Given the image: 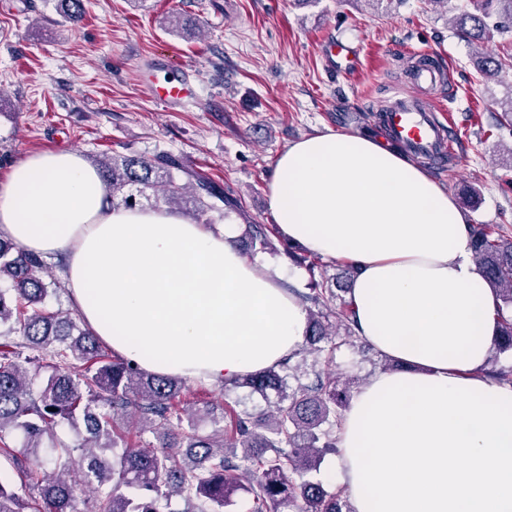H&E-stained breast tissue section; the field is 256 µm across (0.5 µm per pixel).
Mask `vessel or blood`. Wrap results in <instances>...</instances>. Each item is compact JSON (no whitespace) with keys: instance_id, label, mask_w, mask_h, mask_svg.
Here are the masks:
<instances>
[{"instance_id":"1","label":"vessel or blood","mask_w":512,"mask_h":512,"mask_svg":"<svg viewBox=\"0 0 512 512\" xmlns=\"http://www.w3.org/2000/svg\"><path fill=\"white\" fill-rule=\"evenodd\" d=\"M410 56L412 64L405 73L409 91L393 94L380 105V119L393 141L439 165L446 161L450 151L449 132L436 116L430 93L442 85L447 70L440 54L431 49L414 50ZM325 60L331 72L347 74L357 69L359 53L351 43L332 39L325 49ZM194 86L188 71L169 57L157 61L144 84L151 97L168 108L191 99Z\"/></svg>"}]
</instances>
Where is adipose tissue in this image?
<instances>
[{"instance_id": "1", "label": "adipose tissue", "mask_w": 512, "mask_h": 512, "mask_svg": "<svg viewBox=\"0 0 512 512\" xmlns=\"http://www.w3.org/2000/svg\"><path fill=\"white\" fill-rule=\"evenodd\" d=\"M267 193L289 240L355 263L358 335L408 366L370 377L344 414L353 512H512V386L477 374L495 306L452 198L381 138L332 131L291 144ZM105 196L79 153L32 154L0 184V238L66 256L71 302L115 354L209 383L302 349L306 310L240 254L236 225Z\"/></svg>"}]
</instances>
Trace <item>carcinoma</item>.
I'll list each match as a JSON object with an SVG mask.
<instances>
[{
  "label": "carcinoma",
  "instance_id": "1",
  "mask_svg": "<svg viewBox=\"0 0 512 512\" xmlns=\"http://www.w3.org/2000/svg\"><path fill=\"white\" fill-rule=\"evenodd\" d=\"M460 37L489 41L512 32V0H469L455 17ZM509 64L490 58L482 71L498 79ZM95 167L112 206L132 208L163 202L199 214L237 213L238 245L246 253L278 252L276 226L246 216L241 200L214 181L187 170L179 157L114 154ZM472 256L496 307L497 334L482 368L491 380L512 385V237L504 226L468 225ZM305 268L309 291L288 287L303 304L308 330L303 349L279 369L269 368L224 383V391L245 388L266 409L253 414L225 408L224 427L202 432L205 405L184 406V381L159 376L114 358L86 325L48 307L60 288L36 254L0 239V447L19 434L21 448L9 454L24 493L0 482V512H80L76 481L81 474L92 493L90 512H223L239 493L251 512H352L339 493L326 490L314 472L321 458L337 452L338 430L352 399V380L328 370L357 336L349 289L336 288L319 260L288 253ZM22 337V342L11 339ZM313 357L310 377L296 370ZM45 362L50 372L39 391L27 365ZM128 416L156 434L149 449L117 430ZM82 422L85 436L72 448L56 427ZM122 448L116 452V448ZM183 508H170L172 500Z\"/></svg>",
  "mask_w": 512,
  "mask_h": 512
}]
</instances>
